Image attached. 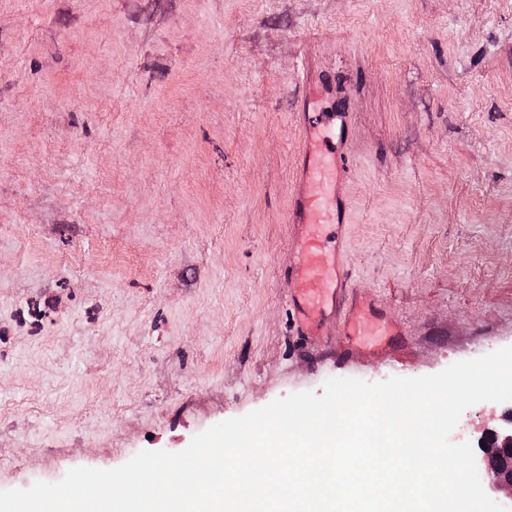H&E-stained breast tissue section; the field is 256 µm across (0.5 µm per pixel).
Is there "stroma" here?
Instances as JSON below:
<instances>
[{
    "label": "stroma",
    "instance_id": "1",
    "mask_svg": "<svg viewBox=\"0 0 512 512\" xmlns=\"http://www.w3.org/2000/svg\"><path fill=\"white\" fill-rule=\"evenodd\" d=\"M385 335H297L307 67ZM512 346V0H0V491ZM505 404L468 408L476 443Z\"/></svg>",
    "mask_w": 512,
    "mask_h": 512
}]
</instances>
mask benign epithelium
Returning <instances> with one entry per match:
<instances>
[{"instance_id": "7a95c632", "label": "benign epithelium", "mask_w": 512, "mask_h": 512, "mask_svg": "<svg viewBox=\"0 0 512 512\" xmlns=\"http://www.w3.org/2000/svg\"><path fill=\"white\" fill-rule=\"evenodd\" d=\"M479 442L484 483L503 495L501 505L512 508V411L503 424L483 431Z\"/></svg>"}]
</instances>
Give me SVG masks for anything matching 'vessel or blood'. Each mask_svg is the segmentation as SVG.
<instances>
[{
  "label": "vessel or blood",
  "mask_w": 512,
  "mask_h": 512,
  "mask_svg": "<svg viewBox=\"0 0 512 512\" xmlns=\"http://www.w3.org/2000/svg\"><path fill=\"white\" fill-rule=\"evenodd\" d=\"M333 90L323 76L306 81L298 112L304 143L288 207V222L297 230L288 267L294 284L292 318L299 334L314 345L324 343L323 324L340 314L350 283L342 234L348 173L342 137L348 123L345 113L322 109ZM348 324L357 336L376 335L380 328L377 321L355 309L348 315Z\"/></svg>",
  "instance_id": "obj_1"
}]
</instances>
